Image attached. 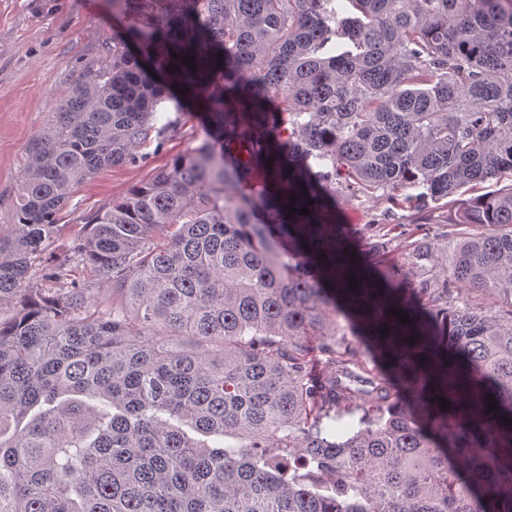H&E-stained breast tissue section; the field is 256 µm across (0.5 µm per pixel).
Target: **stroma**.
<instances>
[{
	"instance_id": "obj_1",
	"label": "stroma",
	"mask_w": 512,
	"mask_h": 512,
	"mask_svg": "<svg viewBox=\"0 0 512 512\" xmlns=\"http://www.w3.org/2000/svg\"><path fill=\"white\" fill-rule=\"evenodd\" d=\"M121 28L112 0H0V224L15 220L32 140L71 86L111 68L112 35ZM159 120L173 124L164 142L148 141L139 162L103 169L83 183L61 223H86L204 136L179 93ZM336 214L347 241H384L394 260L411 242L452 232L454 219L453 209L418 213L382 194L339 199Z\"/></svg>"
}]
</instances>
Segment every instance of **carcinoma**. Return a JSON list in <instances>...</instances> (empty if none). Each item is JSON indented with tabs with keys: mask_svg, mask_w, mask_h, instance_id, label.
Returning <instances> with one entry per match:
<instances>
[{
	"mask_svg": "<svg viewBox=\"0 0 512 512\" xmlns=\"http://www.w3.org/2000/svg\"><path fill=\"white\" fill-rule=\"evenodd\" d=\"M112 10L0 225V512H512V186L462 198L512 175V0ZM176 87L207 137L59 223ZM380 191L465 229L382 267L330 205Z\"/></svg>",
	"mask_w": 512,
	"mask_h": 512,
	"instance_id": "carcinoma-1",
	"label": "carcinoma"
}]
</instances>
